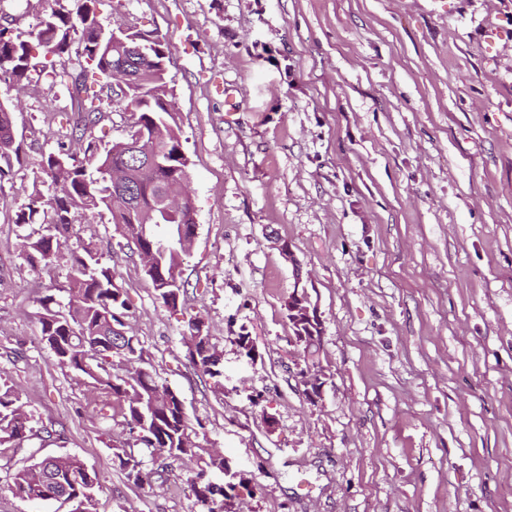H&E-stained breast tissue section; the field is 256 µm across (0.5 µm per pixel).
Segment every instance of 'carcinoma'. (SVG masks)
<instances>
[{
  "mask_svg": "<svg viewBox=\"0 0 512 512\" xmlns=\"http://www.w3.org/2000/svg\"><path fill=\"white\" fill-rule=\"evenodd\" d=\"M36 23L28 38L12 33L10 24H0V80L17 86L31 83L34 71L55 69L42 57L57 59L65 66L71 54L84 59L79 68L67 73L71 98L77 104L71 135H85L100 119L103 98L95 86H112V67L125 65L127 80L122 90L126 106L135 116L134 128L145 131L143 146L160 153L166 165L144 174L133 167L125 178L134 184L137 206L122 208L112 202L115 187L112 170L130 141L115 143L105 150L90 141L74 152L65 146L42 156L33 183L52 192L35 190L29 204L17 214L15 223L24 228L40 224L21 236L27 259L48 268L62 248L70 253L72 276L58 288L63 299L52 295L35 300L41 325V341L50 349L55 364L83 376L95 389L112 395L101 412L123 417L134 444H114L112 452L128 481L140 486L151 481L155 471L147 469L134 448L150 450L158 457L192 464L190 485L202 512H224V486L212 476L224 473V453L203 448L192 437L188 416L182 413L179 395L158 382L143 366L142 349L135 336L125 335L124 318L130 306L122 289L116 287L115 273L102 263L95 244L79 236L75 221L79 215H110L129 242L148 251L165 248L166 267L156 270L151 285L156 299L167 308L177 306L181 288L164 287L171 266H180L196 235V223L181 217L166 224H152L149 212L162 194L182 190L183 153L180 128L172 106V89L167 81L168 46L160 38L138 30L130 31L127 49L112 45V29L101 22L99 0H36ZM12 102H0V181L21 163V143L15 138ZM187 356L197 374L224 388V353L211 342L203 323L188 324L183 336ZM124 359L123 373H112V357ZM30 432L21 394L0 377V447L19 448ZM97 474L82 468L70 456L39 458L12 475V492L29 501L76 500L74 512H93Z\"/></svg>",
  "mask_w": 512,
  "mask_h": 512,
  "instance_id": "carcinoma-1",
  "label": "carcinoma"
}]
</instances>
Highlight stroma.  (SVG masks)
I'll list each match as a JSON object with an SVG mask.
<instances>
[{
	"instance_id": "stroma-1",
	"label": "stroma",
	"mask_w": 512,
	"mask_h": 512,
	"mask_svg": "<svg viewBox=\"0 0 512 512\" xmlns=\"http://www.w3.org/2000/svg\"><path fill=\"white\" fill-rule=\"evenodd\" d=\"M100 18L169 45L197 224L177 308L108 217H79L80 235L127 294L148 368L249 486L235 512H512V0H103ZM69 87L0 82L22 145L0 182V375L33 429L0 448V512H72L9 488L59 455L97 473L96 512H199L184 462L127 481L122 418L40 341L33 300L67 283L69 253L29 263L15 219L71 140ZM132 122L104 104L85 138L123 141ZM298 284L323 322L315 404L283 309ZM195 316L224 351L223 391L186 356Z\"/></svg>"
}]
</instances>
